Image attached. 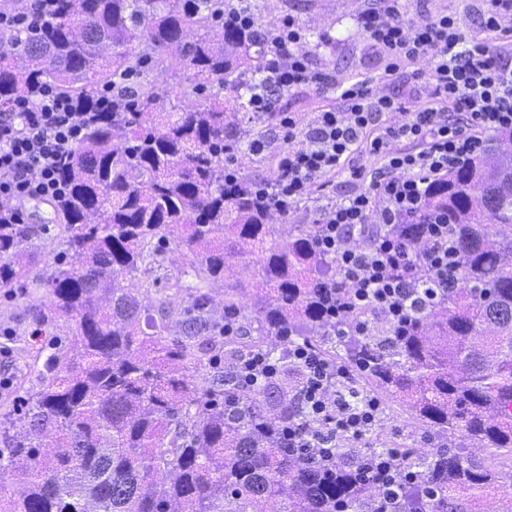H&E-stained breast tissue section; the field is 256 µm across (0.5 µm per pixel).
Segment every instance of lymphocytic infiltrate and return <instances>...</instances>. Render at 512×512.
<instances>
[{
    "label": "lymphocytic infiltrate",
    "mask_w": 512,
    "mask_h": 512,
    "mask_svg": "<svg viewBox=\"0 0 512 512\" xmlns=\"http://www.w3.org/2000/svg\"><path fill=\"white\" fill-rule=\"evenodd\" d=\"M401 0H374L356 25L385 62L377 80H338L306 50L295 20L268 34L263 80L250 99L254 112L274 107L275 91L334 90L336 107L305 126L282 119L284 148L272 177L253 182L257 195L287 214L314 194L332 172L348 173L350 191L315 219V245L336 265L329 293L337 330L350 312L372 309L393 327L410 324V304L433 300L448 285V227L420 223L432 182L485 150L490 134L512 128V0H474L475 28L456 13L426 9L404 22ZM399 95L382 93L395 78ZM116 97L74 101L41 89L0 113V199L61 202L68 190L60 166L74 154L87 125L111 111ZM375 160L360 165L361 155ZM288 360L303 368L296 399L312 425L289 422L281 439L290 448L332 455L341 439H364L381 404L351 405L337 381L353 382L354 367L326 360L308 341L289 342ZM279 363L258 354L229 367L242 387L258 390L277 379Z\"/></svg>",
    "instance_id": "obj_1"
}]
</instances>
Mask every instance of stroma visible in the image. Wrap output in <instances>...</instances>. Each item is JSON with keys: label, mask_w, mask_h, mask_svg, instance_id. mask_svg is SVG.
<instances>
[{"label": "stroma", "mask_w": 512, "mask_h": 512, "mask_svg": "<svg viewBox=\"0 0 512 512\" xmlns=\"http://www.w3.org/2000/svg\"><path fill=\"white\" fill-rule=\"evenodd\" d=\"M256 12L266 29H274L286 18H294L308 31L326 33L331 42L321 46L309 41L308 51L313 58L343 80L373 78L384 68L382 59L367 48V38L354 23V16L369 5V0H254ZM334 98L308 88L281 92L277 97L278 114H292L300 123L310 121L316 112L334 106ZM346 173L336 172L328 177L329 185L309 200L301 202L288 215L274 216L282 232L296 225L311 223L315 210L333 204L345 192ZM52 207L48 202H26L24 220L30 233L22 244L29 257L24 279L14 288H0V414L17 409L27 392L40 384L37 376L46 358L66 348L72 338L69 325L55 317L43 285L46 272L66 250L64 236L58 225L52 224ZM163 259L161 266L143 270L146 278H158L159 289L144 299L150 312L158 306L170 285L181 283L204 285L213 312L211 341L200 344V354L216 371H224L231 363L224 353V283L220 280L200 282L194 258L173 241L159 244ZM388 420L386 432L394 444L414 438L419 448L430 450L444 445V437L434 430L421 428L411 419L405 407L397 401L383 399Z\"/></svg>", "instance_id": "stroma-1"}]
</instances>
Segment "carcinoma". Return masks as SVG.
Returning a JSON list of instances; mask_svg holds the SVG:
<instances>
[{
  "label": "carcinoma",
  "instance_id": "obj_1",
  "mask_svg": "<svg viewBox=\"0 0 512 512\" xmlns=\"http://www.w3.org/2000/svg\"><path fill=\"white\" fill-rule=\"evenodd\" d=\"M224 0H56L32 30L0 39V108L49 85L87 101L130 74L144 77L127 101L85 131L62 169L65 200L52 221L66 234L63 258L44 286L55 314L75 326L68 349L51 354L43 385L16 415L0 419V475L20 490L0 495V512H512V467L497 470L458 448H389L380 412L367 440H343L323 460L281 442L288 420H311L294 394L303 373L265 344L283 331L310 341L331 362L359 366L351 401L375 392L400 401L415 423L512 458V168L485 151L434 181L424 212L448 225L454 275L415 308L398 335L372 310L352 314L336 335L321 285L330 260L310 226L283 236L273 208L244 180L224 184V148L241 150L250 131L231 119L248 110L265 65V38L217 23ZM193 38L187 37L190 30ZM183 96L211 93L195 109H158L156 82L172 61ZM29 233L0 204V288L25 275ZM172 239L196 257L197 275L224 281V312L239 321L228 354L239 363L262 351L279 361L273 400L210 373L192 339L163 333L173 309L206 312L197 286L172 285L145 314L159 263L154 240ZM254 263L257 296L233 261ZM129 283L122 284L123 280ZM320 331L314 338L304 330Z\"/></svg>",
  "mask_w": 512,
  "mask_h": 512
}]
</instances>
